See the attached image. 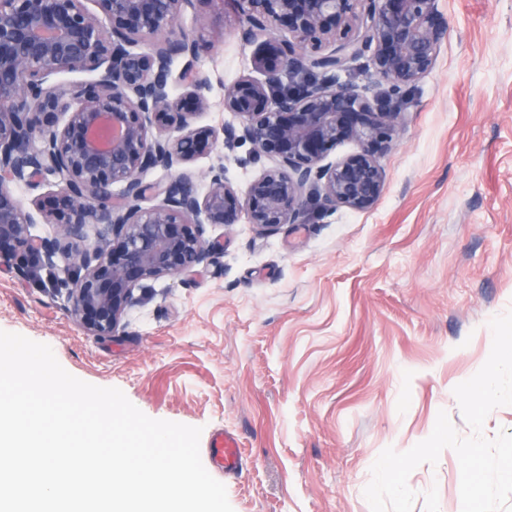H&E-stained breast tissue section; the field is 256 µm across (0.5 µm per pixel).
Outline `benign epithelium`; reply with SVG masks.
Instances as JSON below:
<instances>
[{
    "mask_svg": "<svg viewBox=\"0 0 512 512\" xmlns=\"http://www.w3.org/2000/svg\"><path fill=\"white\" fill-rule=\"evenodd\" d=\"M213 2L0 0V267L31 277L64 260L74 275L56 287L68 290L94 336L118 330L143 282L213 265L219 246L203 237L206 224L245 215L272 234L299 220L311 185L325 212L372 207L386 182L379 158L394 145L402 113L319 76L367 53L397 93L432 69L448 32L435 0H232L227 18L241 43L262 48L253 65L263 78L224 86V111L239 124L215 129L196 125L211 107L199 61L215 50L202 34ZM189 10L191 32L179 27ZM73 72L93 80L54 82ZM287 72L299 79L284 84ZM175 85L182 95H172ZM345 141L358 150L326 161ZM241 142L254 161L276 164L243 191L220 166L199 191L188 166ZM156 168L167 178L146 181ZM49 177L57 187L50 207L17 196L16 187ZM148 199L155 204L142 206ZM35 224L57 232L36 237ZM90 224L103 225L95 242Z\"/></svg>",
    "mask_w": 512,
    "mask_h": 512,
    "instance_id": "obj_1",
    "label": "benign epithelium"
}]
</instances>
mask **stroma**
Segmentation results:
<instances>
[{
	"label": "stroma",
	"mask_w": 512,
	"mask_h": 512,
	"mask_svg": "<svg viewBox=\"0 0 512 512\" xmlns=\"http://www.w3.org/2000/svg\"><path fill=\"white\" fill-rule=\"evenodd\" d=\"M448 23L430 72L390 95L368 57L337 81L392 97L404 120L380 158L387 180L366 210L319 208L259 235L248 219L205 225L224 252L199 273L144 283L114 335L93 336L55 288L64 266L0 269V330L52 347L73 376L121 389L144 414L237 435L242 466L220 475L234 512H370L363 491L385 448L404 452L446 411L471 429L453 389L512 310V0H435ZM208 11L216 44L201 69L218 128L224 86L251 72L253 47ZM245 189L268 160L217 149L189 167ZM453 450L409 476L413 512H461Z\"/></svg>",
	"instance_id": "1"
}]
</instances>
